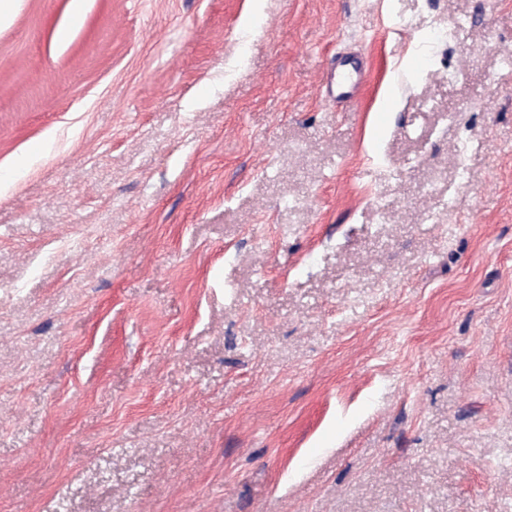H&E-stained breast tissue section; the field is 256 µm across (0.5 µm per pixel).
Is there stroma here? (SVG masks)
<instances>
[{
	"instance_id": "stroma-1",
	"label": "stroma",
	"mask_w": 512,
	"mask_h": 512,
	"mask_svg": "<svg viewBox=\"0 0 512 512\" xmlns=\"http://www.w3.org/2000/svg\"><path fill=\"white\" fill-rule=\"evenodd\" d=\"M82 4L0 8V512H512V0ZM366 79L348 71H336L323 78L319 86L321 95L328 101L352 104L361 95Z\"/></svg>"
}]
</instances>
